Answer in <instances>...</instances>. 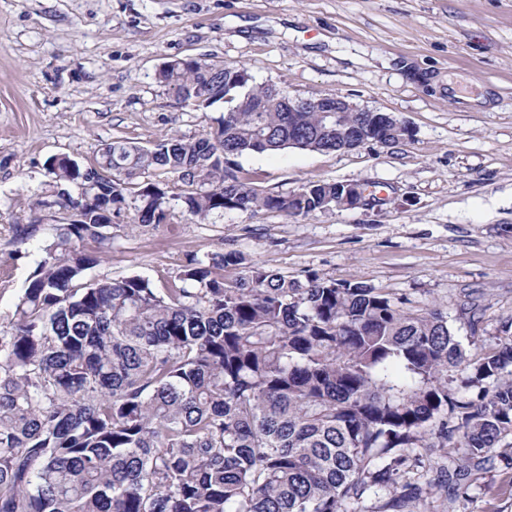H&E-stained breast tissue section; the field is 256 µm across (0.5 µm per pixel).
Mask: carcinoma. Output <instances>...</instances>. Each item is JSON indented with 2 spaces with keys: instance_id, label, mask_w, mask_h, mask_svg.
<instances>
[{
  "instance_id": "cac0c4a2",
  "label": "carcinoma",
  "mask_w": 512,
  "mask_h": 512,
  "mask_svg": "<svg viewBox=\"0 0 512 512\" xmlns=\"http://www.w3.org/2000/svg\"><path fill=\"white\" fill-rule=\"evenodd\" d=\"M158 80L198 108L224 103L218 128L112 142L96 159L108 182L48 162L54 200L80 219L56 225L0 326V512H421L434 488L453 502L512 469V319L470 354L440 309L363 282L259 264L227 282L235 251L187 256L161 290L85 279L126 211L146 226L172 200L200 221L334 204V182L266 193L230 158L334 152L368 120L344 112L338 135L322 112H285L288 95L237 63L178 58ZM458 372L474 396L448 386Z\"/></svg>"
}]
</instances>
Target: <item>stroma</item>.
I'll return each instance as SVG.
<instances>
[{"label": "stroma", "mask_w": 512, "mask_h": 512, "mask_svg": "<svg viewBox=\"0 0 512 512\" xmlns=\"http://www.w3.org/2000/svg\"><path fill=\"white\" fill-rule=\"evenodd\" d=\"M245 65L289 97L340 94L396 115L413 132L341 153L288 149L234 163L260 189L312 181L369 185L374 198L307 215L227 211L199 221L112 228L88 276L175 279L190 254L237 251L301 278L357 280L439 307L469 351L512 317V0H0V318L10 314L54 222L26 238L36 199L50 198L49 159L95 162L116 140L149 147L217 127L223 104L178 101L157 79L167 61ZM481 308L470 331L467 299ZM501 472L425 512H512Z\"/></svg>", "instance_id": "obj_1"}]
</instances>
